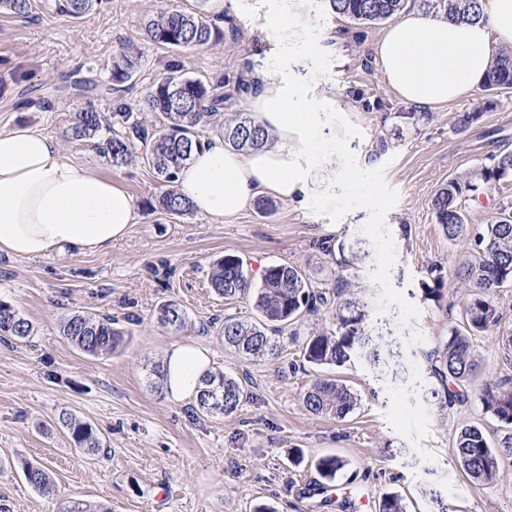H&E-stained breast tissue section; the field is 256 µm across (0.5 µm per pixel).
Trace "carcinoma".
Returning a JSON list of instances; mask_svg holds the SVG:
<instances>
[{
  "label": "carcinoma",
  "instance_id": "carcinoma-1",
  "mask_svg": "<svg viewBox=\"0 0 512 512\" xmlns=\"http://www.w3.org/2000/svg\"><path fill=\"white\" fill-rule=\"evenodd\" d=\"M411 1L423 12L457 22L472 23L483 18L482 0H325L329 10L357 24H375L393 20ZM207 0H199L198 10L168 9L150 20L145 28L148 41L172 50L199 49L215 45L224 33L205 10ZM98 0H59V9L73 17L91 11ZM32 10V0H0V12L24 16ZM140 52L132 48L113 57L109 82L101 85L86 80L71 87L58 85L55 90L74 93L108 94L124 87L138 68ZM483 90H512V51L502 50L487 73ZM224 83L205 82L190 77L179 67L157 79L144 90L137 108L122 106L107 122L99 112L74 113L70 135L74 140H93L99 155L114 168L141 162L153 170L160 183L159 194L143 202L147 209H161L178 216L194 214L192 205L172 188L179 169L201 145V131L213 127L224 135V141L236 149H260L268 144L265 129L242 113L224 116L226 106L235 96L253 90V84L240 80L234 89L223 91ZM143 112L156 114L153 124L140 117ZM512 180V151L502 152L490 163L448 180L433 196L431 207L448 241L460 244L472 260L454 269L445 270L435 262L428 266L429 280L422 291L427 298H443L444 278L457 281L466 288L461 321L425 353L429 375L439 379L444 401L449 405L463 403L469 397L480 364L474 341L495 333L506 348H512V330L502 327V313L497 296L503 288L512 286V201L501 204L495 216L485 224L467 221L462 199L467 192L481 185H497ZM215 294L234 300L249 297L256 311L254 317L224 318L218 337L224 346L247 361H261L277 355L275 335L298 323L306 314L319 311L331 303V295L339 301L333 315V328L311 333L302 343L303 361L315 368L344 365L356 348L369 349V357L379 361L382 345L371 344L368 334L369 313L356 298L345 297V288L327 293L314 284L296 265L277 264L264 269L259 283H254L244 260L226 254L211 274ZM125 324L109 316L75 312L60 326L64 339L75 349L92 357L112 356L120 352L131 325L132 315ZM157 321L164 327L182 329L188 322L186 312L174 302H165L157 309ZM34 333L31 322L8 302L0 300V338L22 341ZM479 400L485 413L512 427V377L489 376L478 385ZM245 393L241 380L214 371L203 379L198 410L207 415L229 416L238 411ZM306 410L316 416L343 420L360 404L358 394L343 381L322 376L315 378L302 396ZM58 421L65 435L78 450L94 453L103 447L92 424L64 412ZM454 448L464 474L473 483L491 485L495 482L499 464L512 457V430L495 443H490L481 426L472 425L454 436ZM346 461L328 455L317 462V470L326 480H332L343 470ZM26 482L38 491L51 489L48 471L31 462L21 466ZM63 512H108L100 505L81 499L67 501ZM380 512H407L404 499L397 493H387L380 500Z\"/></svg>",
  "mask_w": 512,
  "mask_h": 512
}]
</instances>
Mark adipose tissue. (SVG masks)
Masks as SVG:
<instances>
[{
  "label": "adipose tissue",
  "mask_w": 512,
  "mask_h": 512,
  "mask_svg": "<svg viewBox=\"0 0 512 512\" xmlns=\"http://www.w3.org/2000/svg\"><path fill=\"white\" fill-rule=\"evenodd\" d=\"M483 9L484 19L473 24L406 9L382 33L378 65L401 101L436 107L468 96L482 82L496 50L512 47V0H483ZM254 76L262 88L245 106L271 141L242 152L220 134L204 140L175 179L177 194L200 214L229 216L260 195L294 205L308 198L322 115L287 78L266 68ZM135 217L132 196L68 157L54 135L31 128L0 132V252L24 258L66 248L103 252L126 236ZM163 368L168 398L190 403L212 369V354L199 342H176Z\"/></svg>",
  "instance_id": "ef3b65f1"
}]
</instances>
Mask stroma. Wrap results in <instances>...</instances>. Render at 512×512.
<instances>
[{"mask_svg": "<svg viewBox=\"0 0 512 512\" xmlns=\"http://www.w3.org/2000/svg\"><path fill=\"white\" fill-rule=\"evenodd\" d=\"M257 2L229 0L217 21L223 40L190 51L153 46L145 25L164 8L194 10L196 0H102L76 19L58 13L55 0H35L26 17L0 13V131L29 126L53 134L70 157L118 182L135 201L155 196L159 183L150 169L113 168L91 143L68 138L73 114L93 109L108 116L119 104H137L142 90L176 64L187 75L232 88L248 78L249 66H263L275 41L266 8L252 18L241 9ZM383 29L326 14L319 42L331 63L311 94L359 129L349 141L359 165L384 168L399 193L386 217L397 255L391 282L419 316L403 326L398 308L378 311L374 258L345 268L323 251L328 238L371 248L362 232L364 210L334 222L279 200L264 213L252 206L221 219L141 208L127 236L105 252L0 253V299L35 328L28 341L0 340V495L13 512H58L66 498L110 512H253L259 504L275 512H367L366 502L388 492L401 494L408 512H436V492L448 512H512V458L501 463L494 485L479 486L464 476L453 448L456 429L477 422L499 436L504 426L485 416L474 397L440 407L431 396L439 383L422 355L455 325L465 295L452 280L441 301L423 295L427 266H452L462 254L442 234L431 198L449 179L512 150V93L477 88L433 109L430 119H403L409 106L395 96L374 54ZM131 46L142 58L129 88L90 99L57 91L65 75L107 81L114 54ZM461 112L479 118L462 130L456 125ZM227 254L255 272L297 265L322 288L348 279L372 325L387 328L400 364L378 370L364 352L353 353L329 373L359 394L358 409L341 422L310 414L302 393L316 373L303 364L299 348L312 331L331 327L330 312L320 309L280 333L276 359L242 360L217 331L225 316L253 315L252 303L224 300L209 281L213 264ZM165 301L186 311L184 329L156 323V308ZM74 311L130 314L139 323L120 354L90 357L60 333L63 318ZM188 339L210 347L214 369L245 384L247 397L235 414L211 417L152 388L153 365L170 343ZM63 411L96 427L103 439L98 452L70 444L58 426ZM325 455L342 457L346 467L325 494L307 496L303 488L319 481L315 465ZM25 461L49 468L51 490L37 491L25 481Z\"/></svg>", "mask_w": 512, "mask_h": 512, "instance_id": "obj_1", "label": "stroma"}]
</instances>
